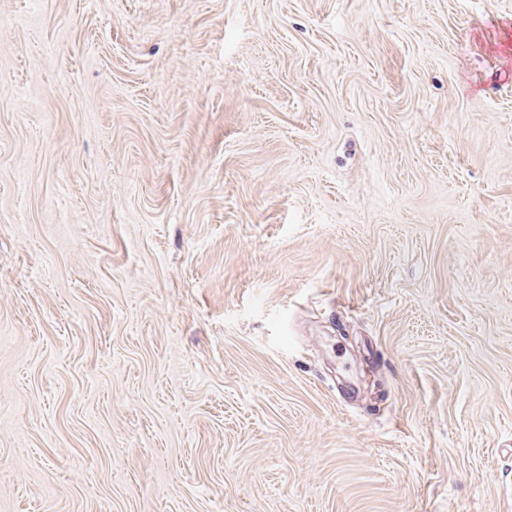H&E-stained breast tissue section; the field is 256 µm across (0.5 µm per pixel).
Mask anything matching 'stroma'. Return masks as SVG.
Returning <instances> with one entry per match:
<instances>
[{
  "label": "stroma",
  "mask_w": 512,
  "mask_h": 512,
  "mask_svg": "<svg viewBox=\"0 0 512 512\" xmlns=\"http://www.w3.org/2000/svg\"><path fill=\"white\" fill-rule=\"evenodd\" d=\"M0 512H512V0H0Z\"/></svg>",
  "instance_id": "35a3bbf8"
}]
</instances>
